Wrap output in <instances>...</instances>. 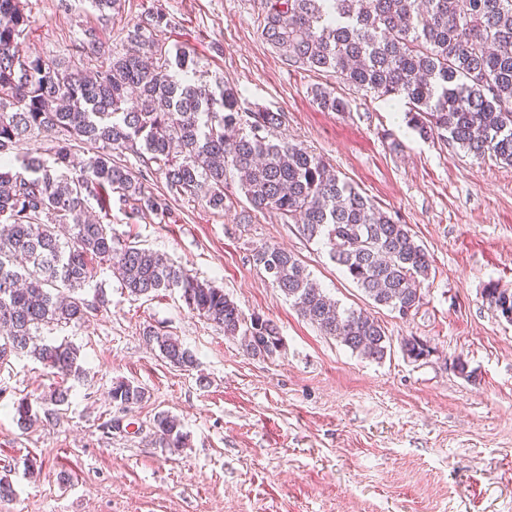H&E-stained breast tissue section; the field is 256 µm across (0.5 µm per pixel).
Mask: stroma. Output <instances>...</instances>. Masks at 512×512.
Masks as SVG:
<instances>
[{"label": "stroma", "mask_w": 512, "mask_h": 512, "mask_svg": "<svg viewBox=\"0 0 512 512\" xmlns=\"http://www.w3.org/2000/svg\"><path fill=\"white\" fill-rule=\"evenodd\" d=\"M157 6L172 19L166 48L187 52L209 84L240 90L242 111L284 113L275 139L321 155L409 225L431 277L409 317L374 305L327 246L254 210L233 182L220 212L183 199L164 217L113 209L117 234L223 288L245 316L272 320L282 347L248 355L178 289L134 297L99 268L84 294L103 289L107 305L52 333L79 347L86 370L68 407L20 429L14 402L49 394L56 379L27 356L0 367V479L15 490L0 512H512V324L483 297L491 282L512 290V167L422 139L379 94L288 65L261 36L260 0H124L105 23L89 0H28L22 48L83 69L73 47L81 29L120 51ZM318 86L347 109L323 110ZM265 245L295 254L340 306L376 318L392 339L386 357L352 353L301 317L253 263ZM149 328L178 338L195 366L169 365L148 345ZM409 336L427 341L426 359L403 353ZM458 359L471 380L457 375ZM122 380L146 393L125 413L110 396ZM163 411L181 419L185 447L159 443L153 420ZM117 417L122 428L104 432Z\"/></svg>", "instance_id": "35a3bbf8"}]
</instances>
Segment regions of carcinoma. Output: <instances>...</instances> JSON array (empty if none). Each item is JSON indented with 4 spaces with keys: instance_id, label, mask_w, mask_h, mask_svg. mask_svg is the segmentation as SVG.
<instances>
[{
    "instance_id": "cac0c4a2",
    "label": "carcinoma",
    "mask_w": 512,
    "mask_h": 512,
    "mask_svg": "<svg viewBox=\"0 0 512 512\" xmlns=\"http://www.w3.org/2000/svg\"><path fill=\"white\" fill-rule=\"evenodd\" d=\"M261 35L288 64L330 72L344 84L403 99L409 123L424 139L457 144L479 161L512 166V0H262ZM107 22L121 0H91ZM27 3L0 0V365L26 354L62 378H80L79 349L47 339L52 331L88 320L107 304L85 285L105 265L134 296L177 288L187 307L241 337L256 357L280 351L273 321L245 317L221 288L163 255L126 242L104 222L112 196L130 217L170 211V199L202 198L224 210V185L236 177L256 210H274L310 240L331 247L332 259L374 304L407 317L422 304L421 284L431 262L406 224L363 195L321 156L269 134L284 120L258 110L243 118L238 92L214 91L188 74L194 60L158 41L171 25L157 7L129 31L131 48L102 53L93 27L75 48L96 62L95 71L65 66L21 52L27 36ZM319 104L343 112L347 101L323 87ZM246 125L249 131L240 132ZM57 134L51 160L12 154L36 133ZM85 158L75 161L76 153ZM131 152L133 170L117 161ZM164 175L166 191L150 190ZM95 201L103 218L88 215ZM252 260L301 315L352 352L381 360L390 347L384 327L367 312L342 309L290 251L262 246ZM484 298L500 316L512 312V292L489 283ZM170 365L186 369L193 353L167 333L146 331ZM70 388L23 397L16 422L29 430L58 416ZM112 401L128 409L145 391L114 383ZM155 433L170 448L185 445L179 417L162 412Z\"/></svg>"
}]
</instances>
